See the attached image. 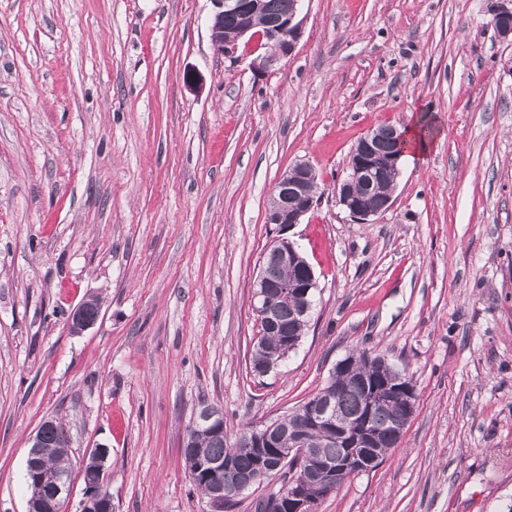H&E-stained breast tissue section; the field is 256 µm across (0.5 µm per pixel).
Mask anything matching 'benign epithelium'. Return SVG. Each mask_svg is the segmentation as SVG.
I'll return each mask as SVG.
<instances>
[{
    "instance_id": "1",
    "label": "benign epithelium",
    "mask_w": 512,
    "mask_h": 512,
    "mask_svg": "<svg viewBox=\"0 0 512 512\" xmlns=\"http://www.w3.org/2000/svg\"><path fill=\"white\" fill-rule=\"evenodd\" d=\"M215 12L210 20V37L220 46L228 58H236L239 42L248 41L274 43L269 54L255 57L251 67L258 73H265L280 60L293 55L303 29L301 17L303 0H293L288 12L274 17L265 31L252 32V28H241L237 36L224 40V17L235 14H258L265 8V0H212ZM491 25L502 38L512 37V8L502 4L490 19ZM387 138L396 143L391 152L379 149L381 139ZM404 134L395 126L377 127L361 137L351 149L346 178L336 186V199L355 221L367 224L370 218L389 209L392 198L372 209L364 204L362 190L367 188V179L377 171L385 170L393 177L400 176V164L405 154ZM316 177L314 167L300 162L284 173L274 187L266 213V223L279 227H291L303 223L313 211L315 196L308 191V182ZM266 258L288 268L293 278L288 280V298L292 300L290 319L298 324L309 323L311 302L317 280L314 270L300 247L281 235L276 236ZM276 293L274 285L267 279L265 270H260L252 295L253 308L260 325L273 327L279 324L278 308L272 297ZM100 303L89 297L78 306L70 318V330L78 335L91 328L98 320ZM372 382L363 381L366 406L354 418L339 414L335 406V387L326 385L318 397L307 402L303 409L304 424L300 431L288 436V447H278L281 429L277 424L268 423L251 430L252 451L257 459V470L239 483L224 484V461L211 460L197 455L193 433L201 428H210L215 433L224 432V414L211 405L202 403L195 410L191 427L182 440L183 458L195 463V472L204 473L209 482L207 495L209 512H224V500L236 499L246 491L258 486L274 471L292 469L293 479L284 485L269 505L270 512H316V507L324 497L339 486L350 474L381 461L375 449V438L371 417L377 406L392 402L407 410L415 398V387L409 376L391 365L384 358L368 356ZM56 426V421H43L31 438V446L26 459L25 481L29 487L26 512H60L64 498L71 493V475L59 476L54 485L45 488L39 477L37 458L42 448V433ZM313 429L339 440L346 452L336 460H322L314 457L308 447L307 433ZM104 469H99L92 477H82L83 496L77 512H100L102 505L109 506L112 512V494L104 480Z\"/></svg>"
}]
</instances>
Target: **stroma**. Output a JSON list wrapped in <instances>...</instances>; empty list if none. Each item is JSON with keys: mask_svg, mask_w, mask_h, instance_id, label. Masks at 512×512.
Returning <instances> with one entry per match:
<instances>
[{"mask_svg": "<svg viewBox=\"0 0 512 512\" xmlns=\"http://www.w3.org/2000/svg\"><path fill=\"white\" fill-rule=\"evenodd\" d=\"M501 0H305L294 54L225 58L212 0H0V512H24L30 440L54 417L81 468L104 447L114 512H207L182 439L271 422L360 349L412 377L396 448L316 512H512V42ZM202 83L190 87L186 72ZM435 133L391 207L337 204L372 128ZM318 206L289 231L318 288L259 375L252 283L296 162ZM96 296L83 334L73 310ZM99 313L100 303L95 301L94 298H87L71 315V332L78 335L91 328L97 322Z\"/></svg>", "mask_w": 512, "mask_h": 512, "instance_id": "stroma-1", "label": "stroma"}]
</instances>
